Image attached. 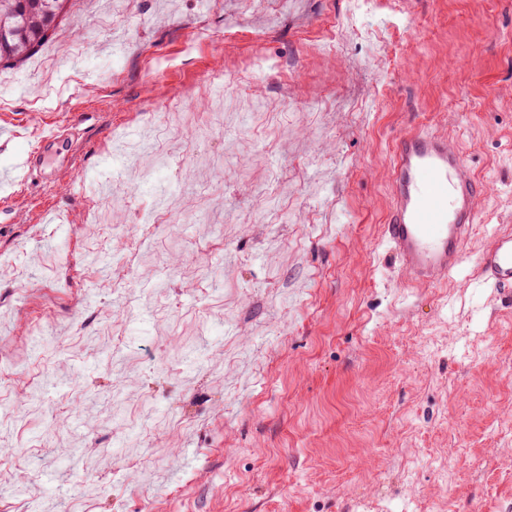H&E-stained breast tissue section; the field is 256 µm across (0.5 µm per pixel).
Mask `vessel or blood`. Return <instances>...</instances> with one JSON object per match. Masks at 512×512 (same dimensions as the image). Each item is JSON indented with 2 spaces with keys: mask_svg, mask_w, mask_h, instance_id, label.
I'll use <instances>...</instances> for the list:
<instances>
[{
  "mask_svg": "<svg viewBox=\"0 0 512 512\" xmlns=\"http://www.w3.org/2000/svg\"><path fill=\"white\" fill-rule=\"evenodd\" d=\"M484 191L446 135L416 131L399 137L384 237L408 279L437 284L461 264ZM480 269L495 286L512 288V232L493 237Z\"/></svg>",
  "mask_w": 512,
  "mask_h": 512,
  "instance_id": "b4317fda",
  "label": "vessel or blood"
}]
</instances>
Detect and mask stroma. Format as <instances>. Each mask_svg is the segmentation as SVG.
<instances>
[{"instance_id":"stroma-1","label":"stroma","mask_w":512,"mask_h":512,"mask_svg":"<svg viewBox=\"0 0 512 512\" xmlns=\"http://www.w3.org/2000/svg\"><path fill=\"white\" fill-rule=\"evenodd\" d=\"M219 66L223 126H167ZM0 75V170L61 136L0 182V374L39 407L0 396V512L512 505V292L478 271L512 230V0H70ZM418 130L487 185L435 285L383 237ZM176 196L122 281L92 263Z\"/></svg>"}]
</instances>
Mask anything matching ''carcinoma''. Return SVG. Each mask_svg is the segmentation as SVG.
<instances>
[{"instance_id":"1","label":"carcinoma","mask_w":512,"mask_h":512,"mask_svg":"<svg viewBox=\"0 0 512 512\" xmlns=\"http://www.w3.org/2000/svg\"><path fill=\"white\" fill-rule=\"evenodd\" d=\"M0 42L10 47L9 66L23 64L42 47L58 24L56 0H0Z\"/></svg>"}]
</instances>
